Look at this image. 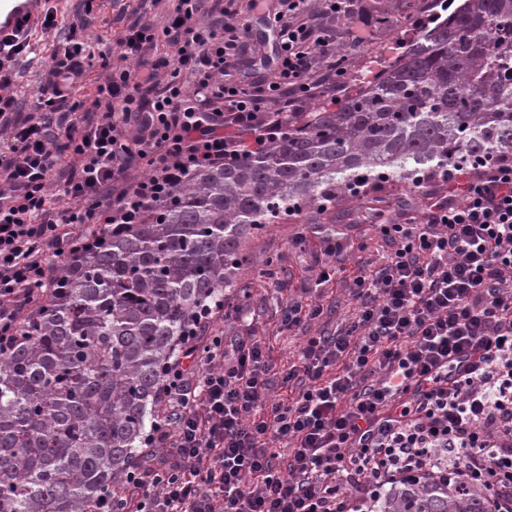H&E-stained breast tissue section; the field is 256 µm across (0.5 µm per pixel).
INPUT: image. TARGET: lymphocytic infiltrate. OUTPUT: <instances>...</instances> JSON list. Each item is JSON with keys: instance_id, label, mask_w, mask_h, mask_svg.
Listing matches in <instances>:
<instances>
[{"instance_id": "1", "label": "lymphocytic infiltrate", "mask_w": 512, "mask_h": 512, "mask_svg": "<svg viewBox=\"0 0 512 512\" xmlns=\"http://www.w3.org/2000/svg\"><path fill=\"white\" fill-rule=\"evenodd\" d=\"M272 76L228 77L251 48L236 0H173L162 29L136 17L116 41L118 65L96 87L94 116L77 127L73 90L94 57L71 29L49 56L32 110L12 88L33 54L30 32L0 38V350L58 265L78 261L89 234L73 224H138L192 171L285 133L302 99L335 98L347 70L336 34L282 0ZM373 38L362 0H322ZM166 44L170 58L145 64ZM194 77L185 85L182 74ZM72 156L63 164V156ZM149 172L131 178L135 161ZM449 180L421 222L378 212L397 248L358 271L347 332L308 337L268 402L263 348L185 337L159 395L166 415L118 499L99 512H374L388 489L427 483L482 487L489 512H512V164H477ZM59 183L69 206H50ZM291 443L287 469L276 445Z\"/></svg>"}]
</instances>
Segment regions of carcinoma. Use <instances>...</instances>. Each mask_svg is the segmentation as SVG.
Instances as JSON below:
<instances>
[{"mask_svg":"<svg viewBox=\"0 0 512 512\" xmlns=\"http://www.w3.org/2000/svg\"><path fill=\"white\" fill-rule=\"evenodd\" d=\"M336 110L194 170L139 224L99 231L0 354V512H97L142 460L158 388L198 318L224 309L244 248L359 184L512 163V0H447ZM381 512H487L477 488L399 486Z\"/></svg>","mask_w":512,"mask_h":512,"instance_id":"1","label":"carcinoma"}]
</instances>
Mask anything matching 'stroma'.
Here are the masks:
<instances>
[{
  "instance_id": "stroma-1",
  "label": "stroma",
  "mask_w": 512,
  "mask_h": 512,
  "mask_svg": "<svg viewBox=\"0 0 512 512\" xmlns=\"http://www.w3.org/2000/svg\"><path fill=\"white\" fill-rule=\"evenodd\" d=\"M84 31L86 40L96 50L110 52L123 29L122 18L142 9V0H98ZM408 9H400L396 0H377L382 22L374 42L358 45L345 39L336 47L348 69L349 81L372 79L382 66L392 63L419 32L415 18L434 13V0H408ZM279 0H260L249 14L251 39L256 52L249 68L271 71L276 62L274 44L268 38L279 11ZM53 34L34 29L36 45L33 60L21 63L16 83L19 97L29 98L37 85L53 49ZM448 184L440 178L414 187L408 181H384L365 188L357 195H344L334 208H311L300 217H291L271 225L265 233L251 238L246 245L248 263L236 275V286L224 295V310L211 319L199 338L208 344L211 337H223L225 343L244 337L260 341L271 366L266 395L268 401L282 399L286 390L282 378L297 364L305 340L321 334L333 335L348 328L356 316V302L351 295L358 269L377 268L393 250L392 243L374 222L376 210L382 209L410 218L421 217L427 194H447ZM330 277L320 281L321 269ZM319 303L322 314L297 326L284 327L282 320L289 299Z\"/></svg>"
}]
</instances>
